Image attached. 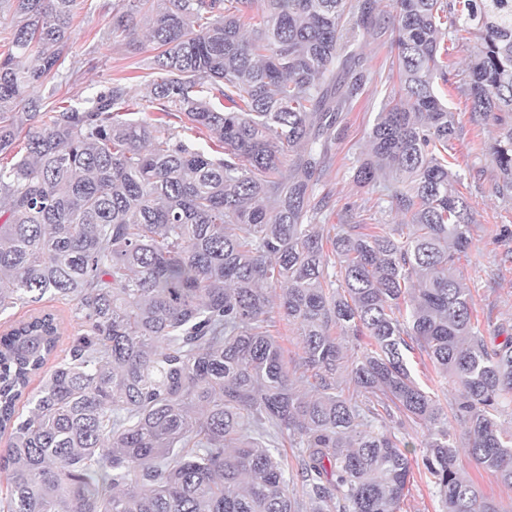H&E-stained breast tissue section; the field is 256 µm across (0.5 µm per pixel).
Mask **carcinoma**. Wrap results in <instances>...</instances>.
<instances>
[{"label":"carcinoma","instance_id":"obj_1","mask_svg":"<svg viewBox=\"0 0 512 512\" xmlns=\"http://www.w3.org/2000/svg\"><path fill=\"white\" fill-rule=\"evenodd\" d=\"M0 56V314L46 295L76 301L85 332L29 400L60 326L45 312L0 334V512H397L412 460L398 434L427 428L422 464L443 512H507L458 469L453 427L406 353L453 385L451 414L482 469L512 488V334L475 328L458 266L471 206L446 154L455 113L445 42L474 35L471 112L512 198V0H117L112 33L153 45L157 116L125 112L120 82L40 111L76 0H12ZM388 41L399 86L354 180L390 182L377 207L410 223H316L342 112L371 81L362 41ZM228 103L217 108L213 100ZM179 113L220 144L165 134ZM288 174H283V171ZM298 328L309 389L264 330ZM368 342L355 357L331 331ZM354 386L345 395L344 385ZM300 448L288 476L279 440ZM301 482L302 496L294 493Z\"/></svg>","mask_w":512,"mask_h":512}]
</instances>
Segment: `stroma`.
Returning a JSON list of instances; mask_svg holds the SVG:
<instances>
[{
	"mask_svg": "<svg viewBox=\"0 0 512 512\" xmlns=\"http://www.w3.org/2000/svg\"><path fill=\"white\" fill-rule=\"evenodd\" d=\"M115 4L116 0H78L60 75L37 90L46 107H68L116 80L132 89L131 111L139 113L148 106L149 83L158 77L150 67L154 52L147 44L133 49L126 39L113 35ZM363 52L374 79L354 109L345 115L326 156L319 189L320 194L329 198L319 221L330 231L342 224L361 223L373 214L383 224L404 221L403 216L378 210L377 201L385 181L361 186L353 180L354 170L367 150L375 116L390 89L398 84L390 70L394 55L389 45L371 40ZM444 98L461 126L455 142L462 175L459 191L472 206V243L462 254L460 265L470 288L474 321L487 336L500 330L512 333V200L496 194L500 173L485 151L496 131L472 114L462 83L445 87ZM74 308L73 301L49 296L38 303H19L0 315V332L40 313H53L61 326L57 352L62 355L79 333ZM399 512H442L432 478L423 467H413Z\"/></svg>",
	"mask_w": 512,
	"mask_h": 512,
	"instance_id": "obj_1",
	"label": "stroma"
}]
</instances>
